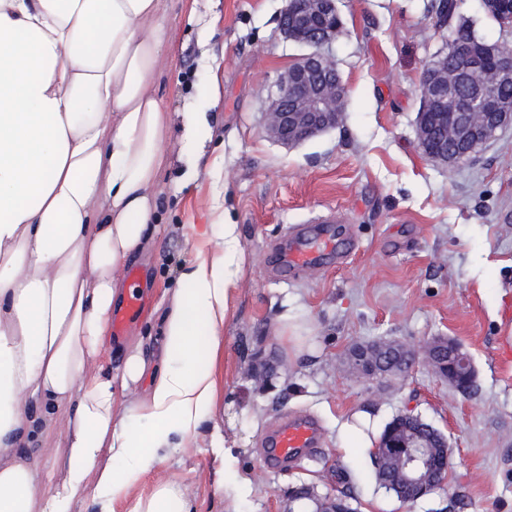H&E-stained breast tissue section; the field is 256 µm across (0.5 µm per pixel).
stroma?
Listing matches in <instances>:
<instances>
[{
	"mask_svg": "<svg viewBox=\"0 0 512 512\" xmlns=\"http://www.w3.org/2000/svg\"><path fill=\"white\" fill-rule=\"evenodd\" d=\"M439 0H337L342 31L330 53L347 88L342 121L300 145L271 139L264 114L281 72L306 54L279 26L287 0H165L169 45L153 86L171 112L213 114L209 158L175 191L161 178L159 231L131 266L128 287L143 309L112 344L104 370L122 366L128 337L159 344L156 308L192 256V227L211 221L215 184L224 219L238 225L247 264L224 324V403L215 416L253 490L228 488L223 461L204 437L156 462L141 480L187 488L196 512H301L293 488L346 491L356 512H512V128L455 166L427 159L417 143L418 79L445 50ZM219 66L221 100L205 90ZM333 218L344 228L341 259L289 276L276 252L299 225ZM307 318L313 350L289 357L277 336L284 310ZM437 336L470 353L475 383L462 394L425 362L400 378L368 380L345 362L358 342L394 338L417 349ZM305 413L321 426L310 454L267 463L268 428ZM367 413L375 433L412 413L444 432L453 468L444 488L412 504L375 479L373 452L347 453L341 423Z\"/></svg>",
	"mask_w": 512,
	"mask_h": 512,
	"instance_id": "obj_1",
	"label": "stroma"
}]
</instances>
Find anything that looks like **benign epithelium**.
<instances>
[{
	"label": "benign epithelium",
	"instance_id": "obj_1",
	"mask_svg": "<svg viewBox=\"0 0 512 512\" xmlns=\"http://www.w3.org/2000/svg\"><path fill=\"white\" fill-rule=\"evenodd\" d=\"M484 10L512 18L508 0H482ZM336 0H288L280 28L289 40L311 48L285 70L265 118L268 134L287 147L302 144L342 119L346 86L333 58L324 51L336 36ZM505 43L488 41L485 52L458 47L450 68L430 61L419 76L421 107L417 113L418 146L434 162L457 165L482 149L499 131L512 126V101L488 90L491 82L512 84V56ZM396 351L408 364L417 355L460 393L468 392L475 373L463 348L436 337L415 352L398 339L356 343L346 354L353 372L362 377L386 376ZM429 441L413 428L410 415L394 419L383 433L374 456L379 470L395 476L404 489L401 500L415 502L444 486L450 469L448 437L437 432Z\"/></svg>",
	"mask_w": 512,
	"mask_h": 512
}]
</instances>
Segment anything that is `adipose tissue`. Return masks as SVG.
Instances as JSON below:
<instances>
[{
    "label": "adipose tissue",
    "instance_id": "1",
    "mask_svg": "<svg viewBox=\"0 0 512 512\" xmlns=\"http://www.w3.org/2000/svg\"><path fill=\"white\" fill-rule=\"evenodd\" d=\"M162 0H0V512H192L172 481L137 485L191 447L224 397V323L246 256L212 200L195 256L163 291V343L102 372L124 271L158 230L170 115L152 83ZM185 188L206 113H183ZM65 415L61 458L31 452ZM65 477L55 480L56 463Z\"/></svg>",
    "mask_w": 512,
    "mask_h": 512
}]
</instances>
